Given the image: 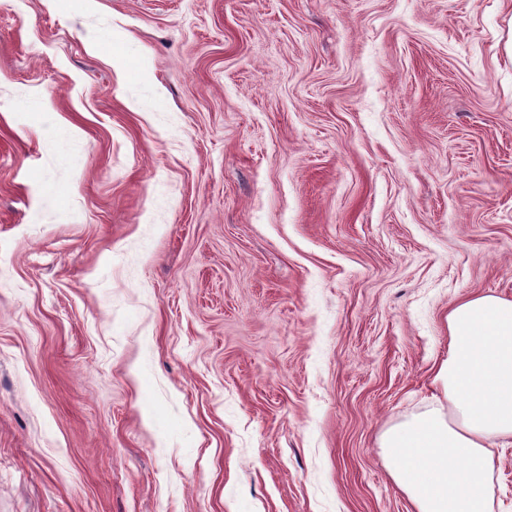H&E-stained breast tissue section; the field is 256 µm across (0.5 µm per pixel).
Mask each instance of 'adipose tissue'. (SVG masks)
<instances>
[{
  "label": "adipose tissue",
  "mask_w": 512,
  "mask_h": 512,
  "mask_svg": "<svg viewBox=\"0 0 512 512\" xmlns=\"http://www.w3.org/2000/svg\"><path fill=\"white\" fill-rule=\"evenodd\" d=\"M441 405L381 436L395 484L416 512H492V447L512 444V300L467 297L446 317Z\"/></svg>",
  "instance_id": "ef3b65f1"
}]
</instances>
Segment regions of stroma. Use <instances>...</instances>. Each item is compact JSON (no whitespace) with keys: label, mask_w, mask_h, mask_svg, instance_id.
<instances>
[{"label":"stroma","mask_w":512,"mask_h":512,"mask_svg":"<svg viewBox=\"0 0 512 512\" xmlns=\"http://www.w3.org/2000/svg\"><path fill=\"white\" fill-rule=\"evenodd\" d=\"M487 293L512 0H0V512H414Z\"/></svg>","instance_id":"35a3bbf8"}]
</instances>
